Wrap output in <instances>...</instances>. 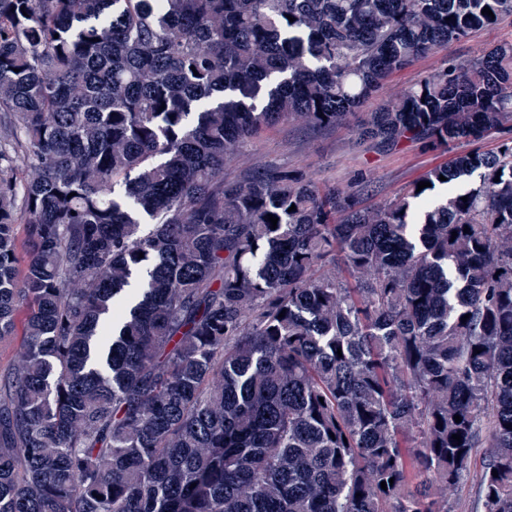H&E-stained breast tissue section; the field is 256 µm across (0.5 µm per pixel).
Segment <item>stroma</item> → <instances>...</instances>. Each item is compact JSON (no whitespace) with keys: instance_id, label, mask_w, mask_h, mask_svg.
<instances>
[{"instance_id":"1","label":"stroma","mask_w":512,"mask_h":512,"mask_svg":"<svg viewBox=\"0 0 512 512\" xmlns=\"http://www.w3.org/2000/svg\"><path fill=\"white\" fill-rule=\"evenodd\" d=\"M502 40H512V17L494 29L475 33L465 41L450 45L442 55L420 59L392 77L386 90L391 93L413 84L431 72L441 58L464 60ZM447 159L445 153L427 152L415 144L385 151L372 143L359 142L348 123L321 131L286 123L254 139L241 166L277 163L309 170L319 184L344 186L357 182L361 173L369 171L374 182L368 189V199L377 202L402 193L412 181ZM491 453L490 441H483L476 448L470 474L452 496L454 512H481L477 491L483 463Z\"/></svg>"}]
</instances>
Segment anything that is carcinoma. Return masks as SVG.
I'll return each mask as SVG.
<instances>
[{
	"label": "carcinoma",
	"mask_w": 512,
	"mask_h": 512,
	"mask_svg": "<svg viewBox=\"0 0 512 512\" xmlns=\"http://www.w3.org/2000/svg\"><path fill=\"white\" fill-rule=\"evenodd\" d=\"M506 16L0 0V342L29 308L0 512H453L484 438L482 512H512V41L382 95ZM358 111L383 150L476 148L375 204L279 165L224 179L262 131Z\"/></svg>",
	"instance_id": "carcinoma-1"
}]
</instances>
